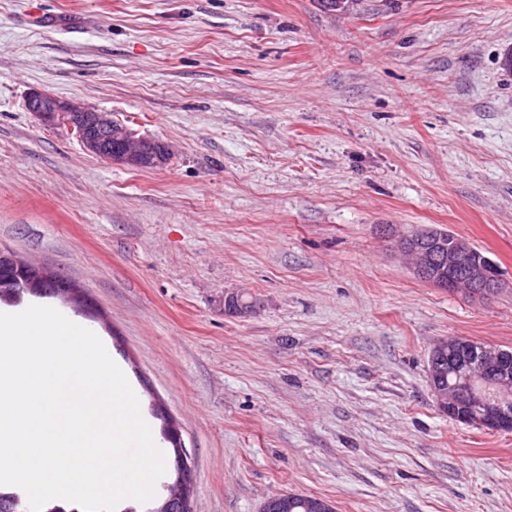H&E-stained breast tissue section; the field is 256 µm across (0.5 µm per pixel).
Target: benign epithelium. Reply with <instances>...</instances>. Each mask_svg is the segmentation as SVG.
<instances>
[{
  "instance_id": "1",
  "label": "benign epithelium",
  "mask_w": 512,
  "mask_h": 512,
  "mask_svg": "<svg viewBox=\"0 0 512 512\" xmlns=\"http://www.w3.org/2000/svg\"><path fill=\"white\" fill-rule=\"evenodd\" d=\"M26 105L45 126L78 128V140L85 150L109 165L154 169L163 166L172 154L168 144L134 135L110 112L38 90L29 93ZM380 232L390 239L394 249L412 258V273L422 282L452 294L463 292L482 299L512 288V282L502 278L489 258L452 232L446 237L435 236L424 227L399 230L392 224L380 226ZM511 355L456 336L436 341L429 353L428 377L437 407L466 425L512 432V369L506 362ZM488 380L495 388L491 396L476 388V382ZM462 396L465 412L459 415ZM193 481L190 456L184 448L178 458V473L168 481L164 493L166 502L178 512H193ZM299 500L306 512H333L329 500L291 492L265 500L260 512H293Z\"/></svg>"
}]
</instances>
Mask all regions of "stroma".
<instances>
[{"mask_svg": "<svg viewBox=\"0 0 512 512\" xmlns=\"http://www.w3.org/2000/svg\"><path fill=\"white\" fill-rule=\"evenodd\" d=\"M512 0H0V250L80 284L194 512H512V432L441 413L432 344L512 348V290L416 279L380 225L446 228L512 281ZM170 144L111 166L31 91ZM238 295L244 316L224 311ZM181 447L178 473L166 484L164 496L166 502L175 505L179 512H194L192 510L193 469L187 449L182 444ZM298 498L302 499V506L307 512H332L333 503L329 500L315 496H304L291 492L281 493L270 497L261 505L260 512H292L297 505ZM303 507L294 509L296 512H304Z\"/></svg>", "mask_w": 512, "mask_h": 512, "instance_id": "stroma-1", "label": "stroma"}]
</instances>
